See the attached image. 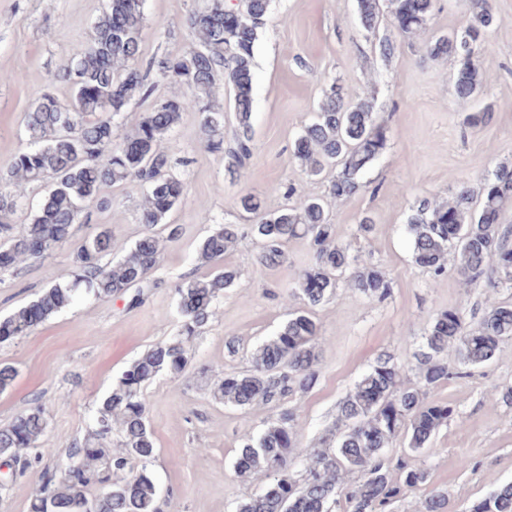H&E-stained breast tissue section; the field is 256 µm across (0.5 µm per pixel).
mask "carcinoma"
I'll use <instances>...</instances> for the list:
<instances>
[{
    "mask_svg": "<svg viewBox=\"0 0 512 512\" xmlns=\"http://www.w3.org/2000/svg\"><path fill=\"white\" fill-rule=\"evenodd\" d=\"M144 2L108 0L91 27L85 51L61 69L60 77L73 89L92 85V97L75 93L70 102L62 103L41 91L26 113L33 148L12 160L10 174L16 190H0V248L9 251L1 272L65 243L84 207L93 202L108 208L116 188L140 194L141 220L147 226L163 223L181 203L183 185L173 174L174 162L161 143L184 112L199 113L205 145L224 154L230 175L250 160L255 47L271 0H236L229 7L224 0H205L188 19L193 47L182 55L148 60L141 48ZM384 7L399 33L416 34L426 29L434 0H357L360 26L375 31ZM226 9L233 13V20L224 19ZM499 22L491 0H469L462 31L434 34L425 43L430 58L451 57L458 63L454 81L458 98L474 101L483 95L481 73L487 60L477 55V42ZM156 75L187 87L185 95L174 97L181 105H158L131 128L115 132V117L132 100L150 95ZM220 84L229 92L233 111L229 139L224 133V105L213 99ZM375 107V94L350 100L343 86L334 83L324 92L312 123L294 141L293 157L308 175L336 168L330 191L338 200L359 191L361 174L386 148L388 130L377 121ZM124 140L137 143L140 153L122 155ZM41 181L50 184L46 196L30 221L13 233V216L21 199L17 189ZM509 204L512 170L507 168L498 169L476 194L463 188L445 202L419 201L407 217L415 263L440 277L447 273L451 253L454 270L466 284L489 275L512 281V226L501 222ZM250 233L261 242L257 260L266 267L282 265L285 243L302 238L310 241L314 263L302 271L289 293L303 306L289 310L275 334L250 350L248 369L224 376L213 392L214 399L239 409L262 404L273 410L258 436L243 439L234 469L242 478L264 473L274 479L259 495L240 502L237 512H331L341 495L348 512H385L394 499L425 483L428 474L401 464L400 481H393L384 449L398 438L413 452L431 448L453 413L447 404L427 397L428 388L448 380L444 353L455 347L466 365L492 360L499 344L512 339V303L491 306L472 327L455 309L438 313L417 354L416 387L403 383L401 364L393 356L379 355L341 402L336 428L323 438V447L305 453L295 432L302 407L288 405V398L311 390L319 377V325L310 309L329 303L343 278L349 287L379 301L389 295L390 285L381 271L336 244L335 227L317 199L258 215ZM241 236L237 225L220 224L200 241L197 260L212 271L176 285L184 317L181 334L153 345L122 372L97 410L92 437L63 448L61 467L43 475L45 485L31 501L30 512L47 508L53 512H160L148 470L155 441L142 392L158 376L176 377L191 364L189 339L210 320L214 300L237 279L238 272L221 261ZM35 242L44 245L39 254L31 250ZM163 250V239L149 232L124 258L104 263L102 259L112 251V230L105 228L80 247L77 270L61 272L36 299L0 317V322L24 336L83 294L108 298L141 288L158 268ZM116 425L120 451L112 454L99 444L112 436ZM46 428L44 408L36 403L0 428V458L24 471L28 460L22 452L35 448ZM300 457L305 471L298 481L289 469ZM99 461L104 468L96 472L91 466ZM354 471L359 479L350 484L349 474ZM94 476L101 488L91 495L87 487ZM418 512H451L447 495L431 493L420 501ZM472 512H512V483L479 501Z\"/></svg>",
    "mask_w": 512,
    "mask_h": 512,
    "instance_id": "cac0c4a2",
    "label": "carcinoma"
}]
</instances>
